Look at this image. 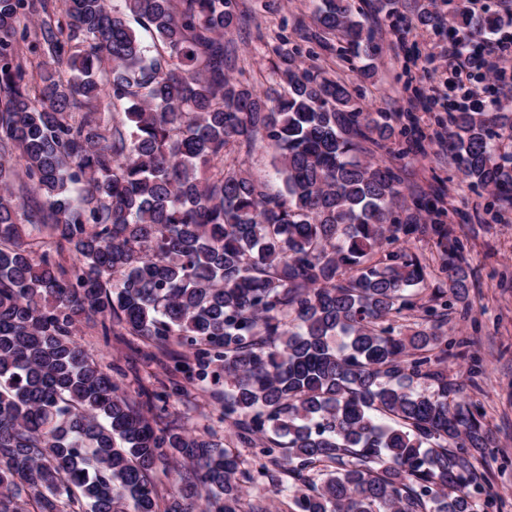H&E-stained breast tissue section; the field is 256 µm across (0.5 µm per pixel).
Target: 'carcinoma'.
<instances>
[{"mask_svg": "<svg viewBox=\"0 0 512 512\" xmlns=\"http://www.w3.org/2000/svg\"><path fill=\"white\" fill-rule=\"evenodd\" d=\"M239 21L235 0H0V512H266L269 492L288 512H480L489 438L480 405L448 400V337L389 322L416 307L404 292L427 269L384 245L437 237V318L445 296L468 297L460 241L393 217L400 174L361 157L392 128L346 83L283 48L274 95L228 78ZM314 21L371 75L348 0H322ZM462 24L478 36L499 22L461 0L448 31ZM503 119L454 112L448 146L512 200ZM260 136L275 193L243 168ZM82 318L151 359L176 345L193 361L131 392L74 339ZM213 366L253 471L170 421V399ZM177 460L162 494L151 473Z\"/></svg>", "mask_w": 512, "mask_h": 512, "instance_id": "1", "label": "carcinoma"}]
</instances>
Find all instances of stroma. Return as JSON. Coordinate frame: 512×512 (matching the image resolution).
Here are the masks:
<instances>
[{
  "label": "stroma",
  "mask_w": 512,
  "mask_h": 512,
  "mask_svg": "<svg viewBox=\"0 0 512 512\" xmlns=\"http://www.w3.org/2000/svg\"><path fill=\"white\" fill-rule=\"evenodd\" d=\"M319 0H237L241 24L227 37L236 51L234 77L264 92L278 80L273 72L274 49L287 41L298 62L316 64L346 81L364 111L382 112L394 130L388 150H374V158H389L401 169L403 195L395 209L404 217L412 198L438 194L439 223L450 225L463 244V258L471 273L469 308L451 304L442 329L448 336V356L441 364L458 398L480 404L481 423L491 442V452L479 467L480 500L489 501L487 512H512V207L500 204L489 189L477 186L460 171L447 143L436 134L448 122V110L436 104L429 111L416 110L427 101L431 86L442 75L428 69L425 59L446 43L447 33L436 31L419 19L428 0H397L394 16L377 12L375 0H350L355 16L374 36L378 55L373 78L361 77L358 63L349 61L346 42L336 37L331 48L310 38L305 26L312 23ZM414 23L403 32L405 20ZM404 37L406 50L392 57L390 46ZM398 248L416 254L428 266L425 285L414 292L429 300L433 291L447 287L442 258L425 236L400 239ZM76 340L106 367L117 368L128 386L143 376L141 356L116 340L80 328ZM224 392L222 374L210 373L206 382L171 401L173 420L198 433L211 431L224 447L239 448L245 467H252L251 449L240 448L237 430L219 418L216 398Z\"/></svg>",
  "instance_id": "1"
}]
</instances>
